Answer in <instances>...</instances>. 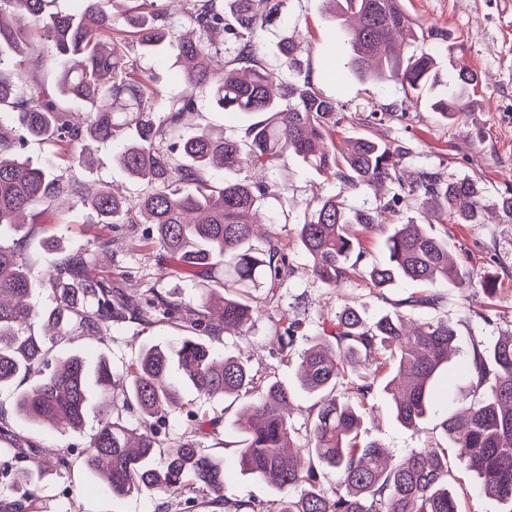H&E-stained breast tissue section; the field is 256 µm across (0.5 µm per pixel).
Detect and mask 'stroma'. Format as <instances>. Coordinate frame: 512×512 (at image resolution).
<instances>
[{
  "mask_svg": "<svg viewBox=\"0 0 512 512\" xmlns=\"http://www.w3.org/2000/svg\"><path fill=\"white\" fill-rule=\"evenodd\" d=\"M277 3V17L263 31L260 51L268 64L279 66L280 38L287 33L295 35L312 82L338 104L337 140L373 135L402 146L410 171L432 170L446 179L476 180L491 207L501 197H512V0H407L413 18L447 31L455 55L463 57L478 76L470 108L453 122L443 120L425 105L411 104L394 83L363 80L344 68L349 48L344 32L327 12L325 0ZM247 124V118L215 111L202 102L197 112L186 117L182 131L188 134L210 126L240 140ZM26 152L61 167L67 177L92 191L107 187L133 201L148 191L145 183L129 178L113 163L112 150L106 146L90 144L87 158L80 165L68 164L59 148L46 143H29ZM284 177L287 189L265 199L263 216L288 247L291 272L280 291L278 311L303 321L297 350L306 348L307 337L320 335L345 304H361L372 317L386 309L389 301L418 291V284L404 281L381 298L359 275L339 288L325 287L312 278L296 230L322 198L337 193L339 186L294 160L289 162ZM431 229L448 236L453 254L463 259L468 269L496 277L499 293L490 299L478 288L440 284L436 287L442 296L438 308L412 311V319L418 321L442 318L453 322L461 341L456 365L440 377L442 392L432 403L423 431L397 423L390 404L384 400L379 401L374 415L366 417L362 437L381 441L399 456L441 439L438 426L448 408L461 407L469 378L458 364L468 355L470 337H480L490 344L512 334V217L497 213L486 224L435 223ZM152 234L149 224H116L104 230L90 210L53 204L46 206L40 223L25 225L1 237L0 243L17 249L22 262L38 274L51 269L62 252L80 249L89 254L95 275L111 280L113 286L152 288L163 299L199 306L202 286L216 287L224 277L223 271L215 270L203 281L179 274L151 245ZM184 334L183 322L176 319L150 324L115 323L101 336H86L74 329L48 341L47 359L53 363L73 353L93 363L102 358L113 375L119 376L145 346L176 340ZM274 334V320L263 317L248 335L221 334L212 337L211 343L218 353L247 361L258 378H270L295 390V366L281 362ZM26 386L21 380L14 387L0 390V426L8 428L22 447L68 451L67 466H51L36 478L32 486L35 512H211L206 506L209 494L198 485L170 498L147 493L116 498L101 492L80 454L96 430L99 399H92L82 431L61 434L26 424L17 416L15 396ZM183 398L193 414L171 416L160 423L161 446H168L187 432L193 417L212 421L213 429L198 443L204 453L223 457L228 496L267 504L280 499V491L246 474L238 464L231 433L241 402L209 398L190 387L184 389ZM312 403V398L295 390L294 441L304 439Z\"/></svg>",
  "mask_w": 512,
  "mask_h": 512,
  "instance_id": "35a3bbf8",
  "label": "stroma"
}]
</instances>
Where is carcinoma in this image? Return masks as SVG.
I'll return each mask as SVG.
<instances>
[{"instance_id": "cac0c4a2", "label": "carcinoma", "mask_w": 512, "mask_h": 512, "mask_svg": "<svg viewBox=\"0 0 512 512\" xmlns=\"http://www.w3.org/2000/svg\"><path fill=\"white\" fill-rule=\"evenodd\" d=\"M54 0H0V236L19 228L17 215L45 203L88 208L98 224H151L155 244L180 272L204 279L224 268L223 293L202 289L205 312L181 303L155 305L153 289L127 292L96 277L81 251L61 257L42 281L11 246L0 244V389L22 378L18 417L60 432L82 429L92 399L90 381L108 401L115 385L104 359L93 366L79 354L47 369L44 337L24 327L39 321L61 335L73 324L98 336L126 318L169 320L184 312L192 335L172 344L145 347L121 379L124 396L146 418L182 410L181 387L209 398L243 399L235 447L243 470L288 495L272 508L226 496L224 459L202 453L198 420L173 442L163 460L155 457L151 426L134 428L108 414L83 449L85 464L114 496L148 491L165 497L188 486L210 493L212 512H461L464 489L454 486L455 464L472 474L501 512H512V336L491 345L471 339L464 371L473 399L462 417L452 412L441 422L445 445L416 448L395 458L378 441L363 443L360 428L380 374L396 421L416 431L431 405L436 381L458 350L455 325L430 319L411 327L406 311L439 306L442 296L427 289L398 301L368 322L348 304L330 321V330L309 342L300 357L298 388L315 400L307 423V448L287 452L293 430L291 392L277 382L258 381L234 356L216 354L200 334L220 329L244 336L254 315L272 306L289 273L288 254L278 235H256L254 217L271 188L246 178L213 181L211 172L269 171L291 156L336 181L340 191L325 198L298 225L297 238L310 259L314 279L338 288L360 272L361 241L355 227L371 229L382 213L413 204L440 223L481 224L486 204L479 184L446 181L433 171L407 175L405 151L373 137L336 144L335 100L324 96L304 72L298 46H280L288 81L259 56L261 31L273 20V0H141L128 18L145 52L158 48L193 63L185 89L163 97L128 55V42L115 36L112 0H80L73 12H49ZM336 20L356 17L347 33V68L361 79L392 81L405 96L455 120L469 106L477 78L465 67L445 71L448 32L413 28L406 0H326ZM177 24L194 37L170 36ZM40 31L44 50L28 51V34ZM50 68L49 84L37 73ZM201 100L221 112L250 118L244 142L200 127L179 133L184 116ZM31 140L68 145L82 162L86 142L110 143L112 160L152 191L131 204L109 190L85 195L76 182L26 155ZM389 182L398 188L382 207L355 206L350 195ZM385 260L367 271L376 294L400 280L429 287L441 282L479 288L493 297L496 282L474 277L450 257L448 240L415 220L396 224L384 240ZM53 292L55 306L45 311L32 302L36 289ZM302 322L278 319L280 359L290 357ZM40 462L0 476L16 487L33 483ZM31 493L4 502V512H24Z\"/></svg>"}]
</instances>
